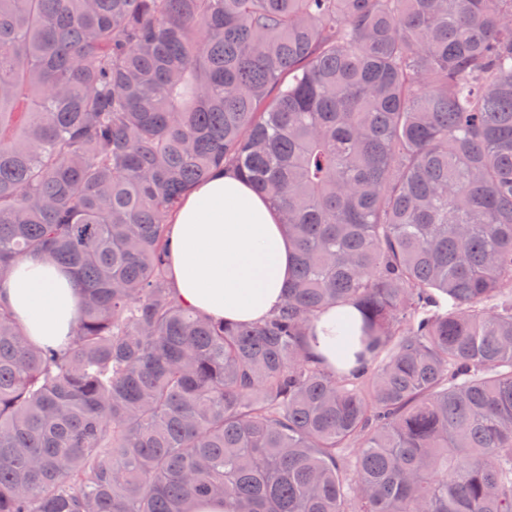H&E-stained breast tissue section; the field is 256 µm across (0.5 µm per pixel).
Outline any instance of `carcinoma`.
<instances>
[{
    "instance_id": "1",
    "label": "carcinoma",
    "mask_w": 512,
    "mask_h": 512,
    "mask_svg": "<svg viewBox=\"0 0 512 512\" xmlns=\"http://www.w3.org/2000/svg\"><path fill=\"white\" fill-rule=\"evenodd\" d=\"M228 169L295 247L277 313L172 296ZM73 273L64 348L0 305V512H512V0H0V277ZM361 314L349 376L309 353Z\"/></svg>"
}]
</instances>
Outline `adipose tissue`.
<instances>
[{"mask_svg":"<svg viewBox=\"0 0 512 512\" xmlns=\"http://www.w3.org/2000/svg\"><path fill=\"white\" fill-rule=\"evenodd\" d=\"M294 246L278 212L233 173L194 185L169 220V256L178 303L200 315L256 323L281 306ZM6 306L31 343L61 346L74 329L81 292L72 273L45 258H24L0 278ZM359 313L332 307L312 323L310 353L331 370L353 373Z\"/></svg>","mask_w":512,"mask_h":512,"instance_id":"obj_1","label":"adipose tissue"}]
</instances>
